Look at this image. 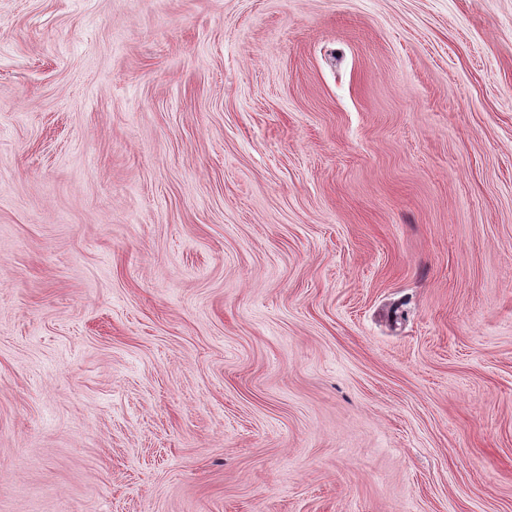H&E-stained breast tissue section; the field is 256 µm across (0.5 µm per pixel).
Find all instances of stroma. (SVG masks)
Masks as SVG:
<instances>
[{
  "mask_svg": "<svg viewBox=\"0 0 512 512\" xmlns=\"http://www.w3.org/2000/svg\"><path fill=\"white\" fill-rule=\"evenodd\" d=\"M0 512H512V0H0Z\"/></svg>",
  "mask_w": 512,
  "mask_h": 512,
  "instance_id": "35a3bbf8",
  "label": "stroma"
}]
</instances>
